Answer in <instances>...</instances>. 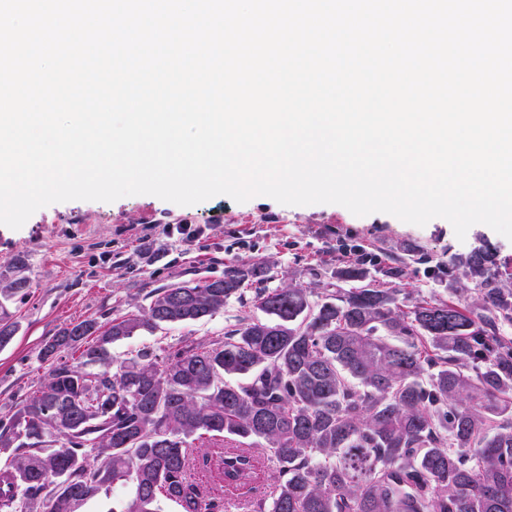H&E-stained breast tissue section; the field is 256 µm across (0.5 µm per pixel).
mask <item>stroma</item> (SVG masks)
Returning a JSON list of instances; mask_svg holds the SVG:
<instances>
[{
    "mask_svg": "<svg viewBox=\"0 0 512 512\" xmlns=\"http://www.w3.org/2000/svg\"><path fill=\"white\" fill-rule=\"evenodd\" d=\"M490 247L495 262L512 270V242L490 227L472 226L458 240L452 225L435 218L426 225L386 213L353 215L336 204L287 206L267 196L244 203L218 195L179 206L152 195L111 203L68 201L36 211L17 230L0 225V272L26 256L29 296L10 307L19 323L13 343L0 350V417L38 378L43 340L73 320L106 321L145 308L156 288L223 274L235 259L267 262L274 285L323 288L335 282L340 251L364 249L384 258L420 248L433 256L464 260ZM320 268L313 276L311 268ZM477 278L454 275L438 283L426 273L408 274L404 287L426 296L473 303ZM244 313L236 301L199 321L163 326L113 345L121 360L158 351L182 339L208 341L223 335Z\"/></svg>",
    "mask_w": 512,
    "mask_h": 512,
    "instance_id": "stroma-1",
    "label": "stroma"
}]
</instances>
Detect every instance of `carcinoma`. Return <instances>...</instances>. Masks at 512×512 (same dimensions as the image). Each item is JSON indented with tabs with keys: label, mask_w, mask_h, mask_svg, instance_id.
Returning <instances> with one entry per match:
<instances>
[{
	"label": "carcinoma",
	"mask_w": 512,
	"mask_h": 512,
	"mask_svg": "<svg viewBox=\"0 0 512 512\" xmlns=\"http://www.w3.org/2000/svg\"><path fill=\"white\" fill-rule=\"evenodd\" d=\"M443 282L450 267L367 253L317 295L267 286L270 267L232 260L224 275L151 294L135 314L71 322L46 339L38 388L0 419V512H82L125 489L112 512H221L191 470L218 448L220 480L247 486L273 465L252 512H512V289L478 250V302L401 286L408 269ZM351 282L353 286L342 287ZM0 288V349L17 332ZM244 316L224 337L114 360L108 347L162 325Z\"/></svg>",
	"instance_id": "carcinoma-1"
}]
</instances>
